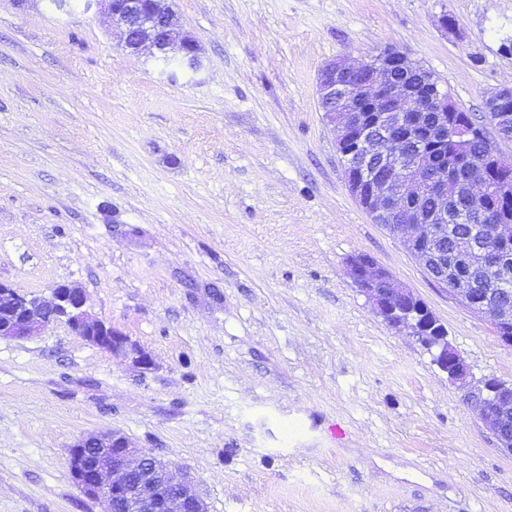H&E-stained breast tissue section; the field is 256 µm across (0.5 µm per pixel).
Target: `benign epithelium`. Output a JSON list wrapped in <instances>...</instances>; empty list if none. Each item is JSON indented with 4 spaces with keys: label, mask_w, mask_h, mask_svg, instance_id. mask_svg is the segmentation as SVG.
<instances>
[{
    "label": "benign epithelium",
    "mask_w": 512,
    "mask_h": 512,
    "mask_svg": "<svg viewBox=\"0 0 512 512\" xmlns=\"http://www.w3.org/2000/svg\"><path fill=\"white\" fill-rule=\"evenodd\" d=\"M109 3L112 26L125 51L147 54L155 60L174 57L191 70L200 69L197 40L189 34L177 43L171 38L173 12L160 15L158 7L147 0ZM411 64L406 54L388 50L359 65L331 60L320 71L317 93L346 165L349 191L374 223L385 225L393 234L408 232L403 245L429 277L488 320L502 341L512 344V292L505 288L512 270L498 252L483 259L488 284L497 295L492 307L464 282L448 283V195L457 193L460 186L448 180V168H439L432 182L439 200L433 213L423 214L418 203L406 205L427 163L422 155L405 150L394 130L405 126L425 128L436 121L435 130L443 141H452L463 155V163L478 173L476 180L467 185L475 198L512 201V172L492 147L477 160L470 156L467 143L479 123L463 117L455 133L448 135V113L460 108L435 94L428 82L416 85L400 80L396 72ZM479 220L475 234L492 238L504 250L512 247V226L496 215V209L479 212ZM350 275L390 328L409 330L432 353L438 368L463 390L467 410L490 427L499 450L512 457V382L495 376L474 378L449 344L445 325L371 255L354 256ZM85 305L84 291L72 283L57 284L53 300L47 302L0 281V338L31 336L48 323L63 319L76 335L113 357L129 359L145 369L152 366L150 355L128 337L102 321L88 318ZM151 458L119 431L94 433L73 445L69 470L80 492L102 502L104 512H118L121 507L125 512H207L191 481H173L167 467L152 464Z\"/></svg>",
    "instance_id": "1"
}]
</instances>
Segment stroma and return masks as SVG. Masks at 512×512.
I'll return each mask as SVG.
<instances>
[{"label":"stroma","mask_w":512,"mask_h":512,"mask_svg":"<svg viewBox=\"0 0 512 512\" xmlns=\"http://www.w3.org/2000/svg\"><path fill=\"white\" fill-rule=\"evenodd\" d=\"M192 71L130 55L106 0H0V281L56 321L0 338V512H102L72 445L117 430L207 512H512V457L348 272L370 254L446 325L474 377L512 346L348 191L322 67L394 47L462 110L512 88V0H173ZM85 305L84 291L72 283H58L53 289V300L47 302L0 281V338L31 336L48 323L65 319L76 335L113 357L130 359L145 369L152 366L150 355L127 336L102 321L89 319Z\"/></svg>","instance_id":"obj_1"}]
</instances>
